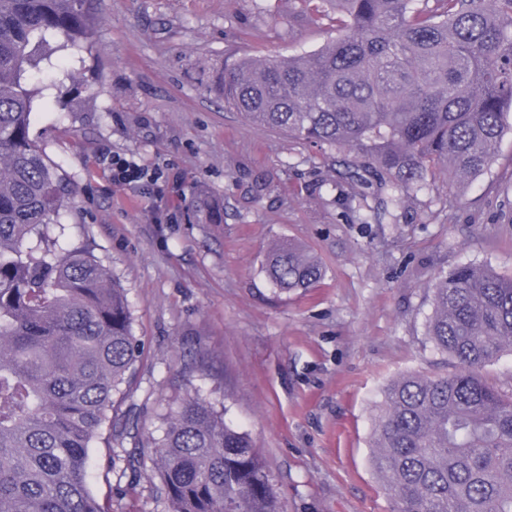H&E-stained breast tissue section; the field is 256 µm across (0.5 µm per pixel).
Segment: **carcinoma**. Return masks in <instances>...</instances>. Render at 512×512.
I'll use <instances>...</instances> for the list:
<instances>
[{
	"mask_svg": "<svg viewBox=\"0 0 512 512\" xmlns=\"http://www.w3.org/2000/svg\"><path fill=\"white\" fill-rule=\"evenodd\" d=\"M338 34L296 56L224 66V105L252 123L343 148L394 188L442 168L486 170L512 109V0H302ZM94 0H0V512H109L90 482L138 344L125 289L90 251L64 248L73 198L30 139L34 104L66 94L59 70L90 44ZM201 224H220L204 196ZM283 291L321 263L288 244L266 256ZM428 336L456 373L388 384L373 463L395 512H512V395L477 370L512 353V276L463 265L433 287ZM156 465L168 512H280L250 436L198 397L167 417Z\"/></svg>",
	"mask_w": 512,
	"mask_h": 512,
	"instance_id": "obj_1",
	"label": "carcinoma"
}]
</instances>
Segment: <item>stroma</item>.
Returning <instances> with one entry per match:
<instances>
[{
  "mask_svg": "<svg viewBox=\"0 0 512 512\" xmlns=\"http://www.w3.org/2000/svg\"><path fill=\"white\" fill-rule=\"evenodd\" d=\"M98 0L69 92L32 122L74 186L61 222L125 288L139 344L109 448L92 477L112 512H168L154 469L164 418L199 395L248 432L282 512H393L372 464L383 389L457 371L427 334L432 288L474 264L512 275V115L490 168L444 172L393 202L346 176L349 152L227 110L211 86L225 59L294 56L334 36L299 0ZM135 154L177 190L170 208L117 186L102 161ZM220 224L186 213L200 195ZM292 242L325 268L284 292L265 272Z\"/></svg>",
  "mask_w": 512,
  "mask_h": 512,
  "instance_id": "35a3bbf8",
  "label": "stroma"
}]
</instances>
